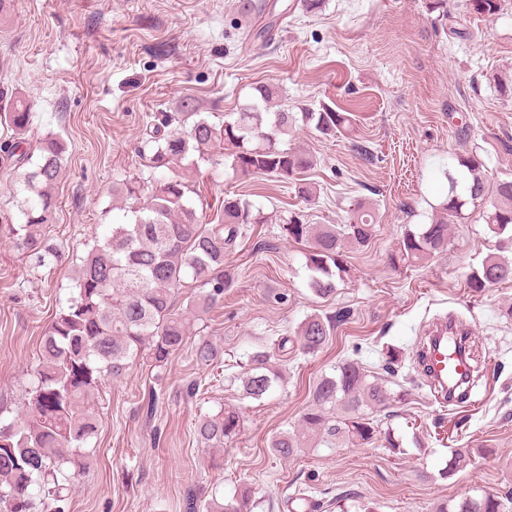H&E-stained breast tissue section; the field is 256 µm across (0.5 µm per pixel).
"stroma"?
Masks as SVG:
<instances>
[{
	"label": "stroma",
	"instance_id": "stroma-1",
	"mask_svg": "<svg viewBox=\"0 0 512 512\" xmlns=\"http://www.w3.org/2000/svg\"><path fill=\"white\" fill-rule=\"evenodd\" d=\"M273 3L284 16L269 17ZM265 24L270 40L254 44L250 30ZM260 84L279 87L291 112L356 103V130L327 137L299 126L289 137L317 159L305 174L319 190L311 204L290 182L239 180L211 162L185 169L204 221L233 196L270 221L227 256L235 283L193 326V338L220 346L218 361L200 364L187 346L165 369L139 361L94 392L98 432L70 512H190L188 494L203 502L242 487L252 491L250 512H289L295 497L320 512H340V496L378 512H433L477 490L512 496V281L482 292L467 282L489 254L512 259V248L476 210L424 264L387 261L406 229L430 223L458 156L479 152L488 182L512 175V0L492 16L448 0L444 19L427 0H325L315 14L299 0H12L0 13V113L28 99L34 133L65 139L67 167L44 229L58 257L44 265L9 233L21 221L22 172L0 152V421L23 409L41 336L70 296L80 257L123 219L113 186L149 177L147 127L186 101L204 113L240 111ZM362 207L375 214L373 239L347 250L349 277L316 298L279 219L347 224ZM313 313L337 321L326 346L292 352L282 385L244 397L246 350L294 335ZM451 317L471 328L488 369L455 405L435 398L418 364L429 326ZM350 360L405 389L391 421L401 449L379 439L273 454L270 437L297 423L315 378ZM224 406L240 408L241 430L224 447H204L195 422ZM457 448L471 449L470 459L443 476Z\"/></svg>",
	"mask_w": 512,
	"mask_h": 512
}]
</instances>
